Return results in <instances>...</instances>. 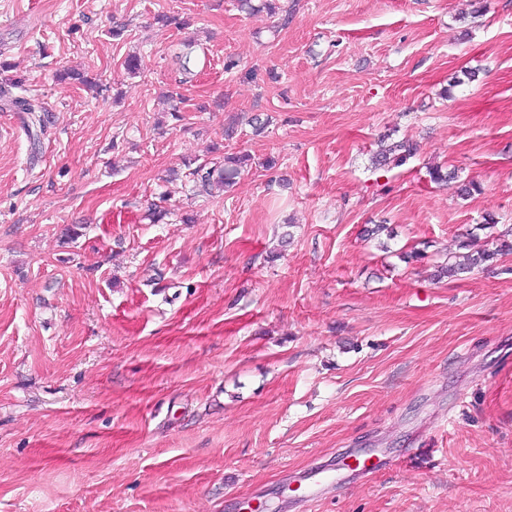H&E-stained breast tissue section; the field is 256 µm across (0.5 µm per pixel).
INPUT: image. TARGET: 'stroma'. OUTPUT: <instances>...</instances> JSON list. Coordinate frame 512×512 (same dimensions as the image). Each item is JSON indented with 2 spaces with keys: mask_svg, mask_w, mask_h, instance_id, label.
Returning a JSON list of instances; mask_svg holds the SVG:
<instances>
[{
  "mask_svg": "<svg viewBox=\"0 0 512 512\" xmlns=\"http://www.w3.org/2000/svg\"><path fill=\"white\" fill-rule=\"evenodd\" d=\"M282 3L0 0L52 116L0 110V512H298L352 450L392 464L312 512H512V254L433 276L512 229V0ZM416 150V146L410 143L409 140H402L393 143L388 149H385L375 161L379 166L391 164L398 167L405 164L409 158L413 157ZM251 157L247 154H236L224 157V164L207 167L200 164L190 174L200 193L211 195L214 190L224 188L231 182L244 167L250 163ZM477 239L476 234L468 233L463 240H460L458 249L466 251L460 253L458 256V258H462V260L440 265L438 277L453 278L463 273L472 272L475 269L487 268L491 265L496 256L500 254L498 252L512 251V240L508 242L503 239L499 246L491 251L483 247H477V244H475ZM346 478L337 473L331 465L310 470L303 480L304 493L298 500L300 511L307 512L309 506L323 499L330 490L340 488L345 484Z\"/></svg>",
  "mask_w": 512,
  "mask_h": 512,
  "instance_id": "stroma-1",
  "label": "stroma"
}]
</instances>
